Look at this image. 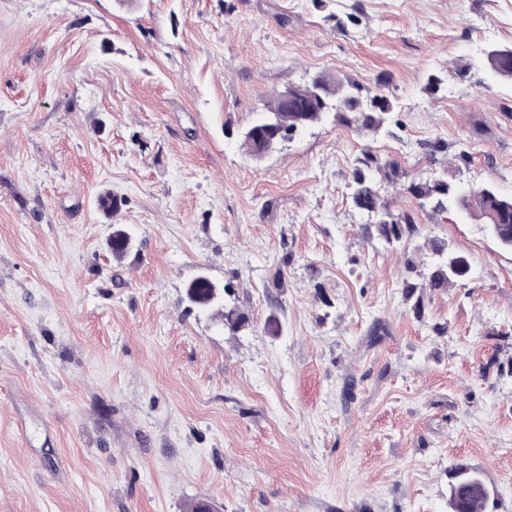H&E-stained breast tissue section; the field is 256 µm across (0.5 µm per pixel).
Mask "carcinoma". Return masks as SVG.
<instances>
[{
    "instance_id": "carcinoma-1",
    "label": "carcinoma",
    "mask_w": 512,
    "mask_h": 512,
    "mask_svg": "<svg viewBox=\"0 0 512 512\" xmlns=\"http://www.w3.org/2000/svg\"><path fill=\"white\" fill-rule=\"evenodd\" d=\"M481 64L495 79L512 83V48L495 47L485 51ZM289 91L288 102H283L282 93H277L268 102L267 111L253 119L240 136L241 145L250 157H255L263 146L272 149L279 142L292 139L300 130L320 122L325 113L333 110L340 112L346 122H355L357 128L374 132L383 127L392 110L386 95L367 89L351 78L321 74L312 83L291 87ZM377 174L390 180L397 175V169L391 163L382 165L372 156L364 155L348 184L349 195L358 209L376 218L378 238L393 246L413 236L417 225L409 215L395 214L389 209L376 188ZM407 191L420 207L428 206L434 212L455 210L470 216L498 215L501 236L507 241L506 247L512 249V197L501 195L494 186L486 185L460 195L454 184L442 178L432 182H412ZM121 204L122 199L110 191L98 197L99 208L106 214L117 212ZM433 250L439 261L429 274L425 287L441 290L458 280V276L448 266L446 247L435 243ZM216 322L235 332L246 326L248 317L237 308L226 307L217 314ZM467 470L469 467L465 465L453 467L448 472L449 483L457 486L462 512H485L489 495L477 486L468 487L456 479Z\"/></svg>"
}]
</instances>
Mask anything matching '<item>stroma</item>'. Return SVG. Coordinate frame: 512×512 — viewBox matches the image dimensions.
I'll return each mask as SVG.
<instances>
[{"mask_svg": "<svg viewBox=\"0 0 512 512\" xmlns=\"http://www.w3.org/2000/svg\"><path fill=\"white\" fill-rule=\"evenodd\" d=\"M493 47L512 0H0V512H449L457 464L512 512V250L407 191L512 196V84L459 72ZM322 72L382 89L387 131L331 113L248 156ZM366 152L419 228L394 248L348 196ZM436 242L469 272L432 291ZM202 271L247 327L189 310Z\"/></svg>", "mask_w": 512, "mask_h": 512, "instance_id": "1", "label": "stroma"}]
</instances>
